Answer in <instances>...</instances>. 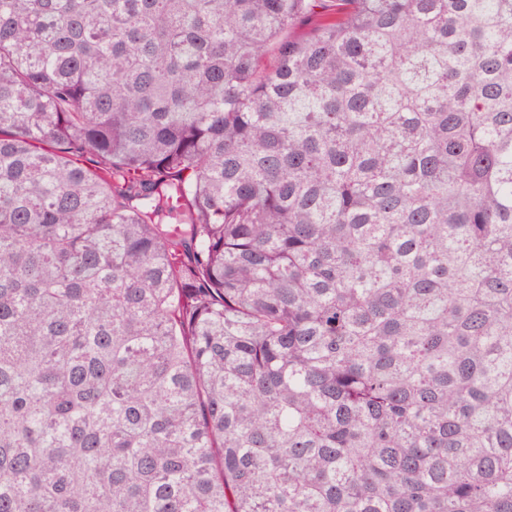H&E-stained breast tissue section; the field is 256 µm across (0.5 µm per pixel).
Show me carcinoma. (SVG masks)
Masks as SVG:
<instances>
[{
  "label": "carcinoma",
  "instance_id": "obj_1",
  "mask_svg": "<svg viewBox=\"0 0 512 512\" xmlns=\"http://www.w3.org/2000/svg\"><path fill=\"white\" fill-rule=\"evenodd\" d=\"M322 2L0 0V512H512V0Z\"/></svg>",
  "mask_w": 512,
  "mask_h": 512
}]
</instances>
